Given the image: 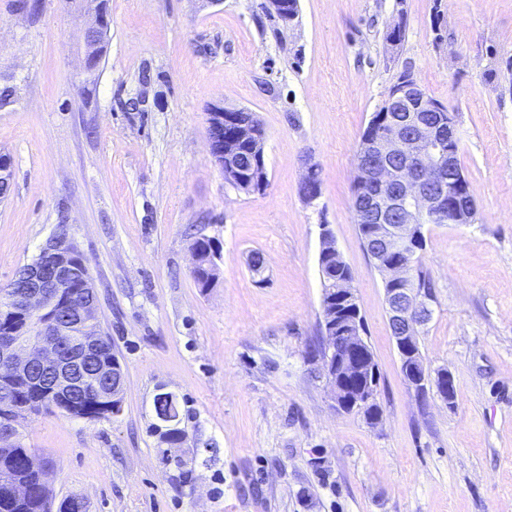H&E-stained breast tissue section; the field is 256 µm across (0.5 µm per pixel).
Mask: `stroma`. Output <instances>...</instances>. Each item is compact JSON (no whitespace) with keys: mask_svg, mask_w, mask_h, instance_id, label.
Instances as JSON below:
<instances>
[{"mask_svg":"<svg viewBox=\"0 0 512 512\" xmlns=\"http://www.w3.org/2000/svg\"><path fill=\"white\" fill-rule=\"evenodd\" d=\"M260 3L106 0L89 74L85 0H0V86L15 91L0 108V289L67 225L125 374L119 414L32 416L22 441L54 497L89 512H512V0H298L288 26ZM405 71L454 112L476 204L471 223L424 227L434 306L418 340L425 367L452 374L451 405L407 384L353 210L361 135ZM215 105L262 123L265 193L225 183ZM309 162L313 205L298 191ZM324 224L377 364L375 424L336 408L311 355ZM201 234L220 253L206 290Z\"/></svg>","mask_w":512,"mask_h":512,"instance_id":"obj_1","label":"stroma"}]
</instances>
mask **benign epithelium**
<instances>
[{
	"mask_svg": "<svg viewBox=\"0 0 512 512\" xmlns=\"http://www.w3.org/2000/svg\"><path fill=\"white\" fill-rule=\"evenodd\" d=\"M102 3L103 0H90L89 21L83 31L84 67L89 72L98 64L91 48L98 47L107 36ZM418 112H443L445 117L436 125H427L418 120ZM227 114L224 107L207 113L209 150L221 171ZM382 117L393 132L361 150L356 168V181L361 183L356 219L360 224L372 222L371 234L382 244L377 254L399 252L400 261L383 265L386 280L398 283L415 264L417 225L428 221L469 224L475 209L468 203L470 196L461 191L464 175H456L455 155L449 149L457 140L453 112L432 104L408 73L389 89L383 100ZM78 251L69 237H49L24 269L22 287L27 292L20 297L8 288L0 294V365L11 377L24 378L47 397L72 396L90 374L102 385L105 407L116 415L122 404L118 403L119 387L112 385V378L119 365L100 363L96 358L102 332L98 301L87 264L79 258ZM77 278L83 281L85 299L72 306L65 323L46 319L48 311L69 304L64 288ZM386 300L389 319L396 325L395 344L405 380L419 392L433 387L442 400H448L444 393L448 389V373L431 375L415 350L417 327L426 324L433 313V295L411 288H388ZM322 302L321 376L335 406L358 411L372 402L375 382L369 378L362 391L347 395L350 377H360L370 371V366L364 361L365 339L358 321L345 324L337 320L336 303L351 306L356 313L359 308L347 289L322 293ZM12 391L9 380H0V445L4 446L14 443L19 424L29 412L12 399Z\"/></svg>",
	"mask_w": 512,
	"mask_h": 512,
	"instance_id": "1",
	"label": "benign epithelium"
}]
</instances>
